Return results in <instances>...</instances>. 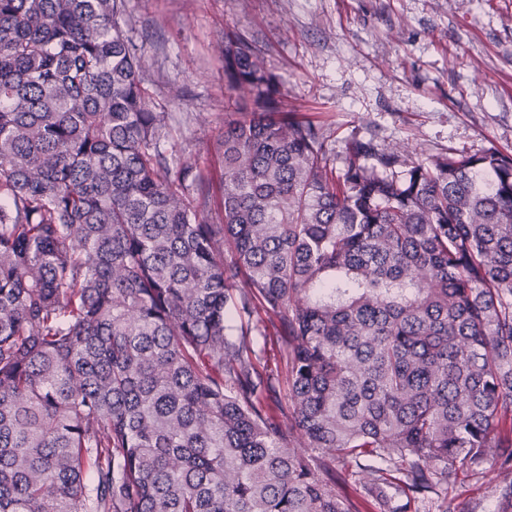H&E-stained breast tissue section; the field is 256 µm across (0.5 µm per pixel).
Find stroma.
<instances>
[{"label":"stroma","instance_id":"obj_1","mask_svg":"<svg viewBox=\"0 0 512 512\" xmlns=\"http://www.w3.org/2000/svg\"><path fill=\"white\" fill-rule=\"evenodd\" d=\"M143 84L183 159L219 173L225 34L255 40L285 104L343 147L512 154V0H127ZM494 459L448 490L457 512H512Z\"/></svg>","mask_w":512,"mask_h":512}]
</instances>
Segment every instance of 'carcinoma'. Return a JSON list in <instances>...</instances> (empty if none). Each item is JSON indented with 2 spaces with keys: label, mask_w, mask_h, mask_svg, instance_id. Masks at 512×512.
I'll list each match as a JSON object with an SVG mask.
<instances>
[{
  "label": "carcinoma",
  "mask_w": 512,
  "mask_h": 512,
  "mask_svg": "<svg viewBox=\"0 0 512 512\" xmlns=\"http://www.w3.org/2000/svg\"><path fill=\"white\" fill-rule=\"evenodd\" d=\"M124 13L0 0V512H356L336 463L368 458L410 512L511 472L512 154L338 155L237 36L216 183ZM265 356L270 359L269 364L271 365V368L275 370V366H278L281 379H283V383L280 385L279 390L274 394L266 396L264 400L265 407L269 414L281 416V413L286 411L288 407V399L286 396L288 386L284 379L287 371L285 355L282 348L281 350L279 349L278 344L272 345L268 342Z\"/></svg>",
  "instance_id": "1"
}]
</instances>
